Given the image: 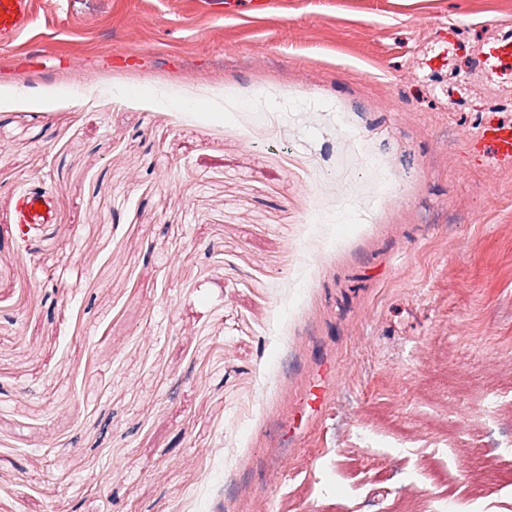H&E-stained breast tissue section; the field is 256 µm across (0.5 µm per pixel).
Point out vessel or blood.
<instances>
[{"label": "vessel or blood", "instance_id": "vessel-or-blood-1", "mask_svg": "<svg viewBox=\"0 0 512 512\" xmlns=\"http://www.w3.org/2000/svg\"><path fill=\"white\" fill-rule=\"evenodd\" d=\"M32 0H0V46L13 44L32 21ZM477 65L487 72L512 76V33L505 31L484 38ZM467 164L487 168L512 162V120L497 112L480 117L478 130L465 151ZM23 220L28 224H48L52 221V196L34 193L21 202Z\"/></svg>", "mask_w": 512, "mask_h": 512}]
</instances>
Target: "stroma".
<instances>
[{"label":"stroma","mask_w":512,"mask_h":512,"mask_svg":"<svg viewBox=\"0 0 512 512\" xmlns=\"http://www.w3.org/2000/svg\"><path fill=\"white\" fill-rule=\"evenodd\" d=\"M284 2L0 47V512H512V101L440 61L512 0ZM502 112H484L478 130L465 151L466 163L474 168L500 166L512 162V120ZM52 197L51 193H33L25 197L21 202V212L24 224H19L21 228L26 224H51L52 223ZM43 210L39 211V207Z\"/></svg>","instance_id":"1"}]
</instances>
